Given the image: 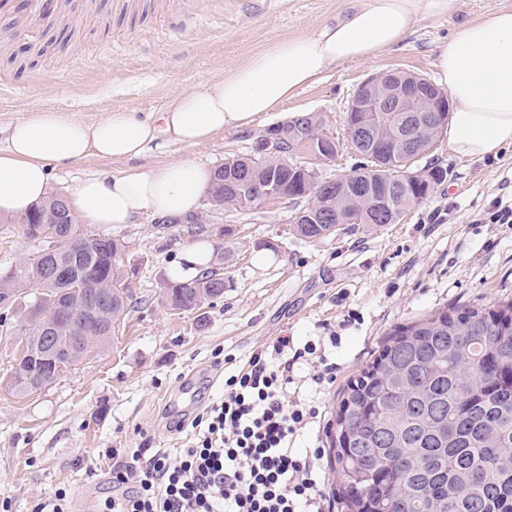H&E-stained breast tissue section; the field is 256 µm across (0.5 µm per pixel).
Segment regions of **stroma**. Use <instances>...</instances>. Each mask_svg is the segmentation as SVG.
<instances>
[{
	"label": "stroma",
	"mask_w": 512,
	"mask_h": 512,
	"mask_svg": "<svg viewBox=\"0 0 512 512\" xmlns=\"http://www.w3.org/2000/svg\"><path fill=\"white\" fill-rule=\"evenodd\" d=\"M356 0H63L53 19L14 0L0 15V148L28 110L54 108L91 121L123 109L164 111L173 94L222 77L271 43L317 31ZM512 0H455L439 17L423 18L405 42L374 62L331 68L250 126L227 130L193 147L171 145L133 160L90 157L51 170L52 192L72 196L79 180L156 169L190 159L209 168L249 153L266 129L291 117L318 115L336 139L333 161L318 180L348 174L359 155L346 140L345 113L357 87L389 71L436 80L438 46L460 24L479 20ZM439 164L447 180L395 224L340 226L323 239L293 230L306 199H283L249 212L207 215L205 234L188 225L157 224L144 212L112 230L125 244L132 296L109 346L91 351L46 389L14 397L4 384L21 352L16 330L0 332V507L32 512L55 492H90L91 512H107L112 465L139 449L177 458L191 422L224 389V376L279 336H334L326 352L336 380L324 389L302 366L288 393L313 400L320 415L297 439L319 449L327 512H340L329 434L338 396L394 327L444 306L512 297V226L475 224V211L497 197L512 199V145L480 159L456 155L446 136L415 162ZM233 235L218 237L216 228ZM208 241L212 264L224 271V296L191 312L161 301L171 268L186 249Z\"/></svg>",
	"instance_id": "obj_1"
}]
</instances>
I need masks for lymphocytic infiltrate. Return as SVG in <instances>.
Instances as JSON below:
<instances>
[{
    "label": "lymphocytic infiltrate",
    "mask_w": 512,
    "mask_h": 512,
    "mask_svg": "<svg viewBox=\"0 0 512 512\" xmlns=\"http://www.w3.org/2000/svg\"><path fill=\"white\" fill-rule=\"evenodd\" d=\"M314 363L313 383L335 380L318 336H280L253 352L195 417L178 462L136 451L113 466L108 512H322L320 474L296 445L318 410L288 396L298 366Z\"/></svg>",
    "instance_id": "f902f5d3"
}]
</instances>
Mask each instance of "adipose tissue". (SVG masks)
Instances as JSON below:
<instances>
[{"label":"adipose tissue","instance_id":"obj_1","mask_svg":"<svg viewBox=\"0 0 512 512\" xmlns=\"http://www.w3.org/2000/svg\"><path fill=\"white\" fill-rule=\"evenodd\" d=\"M454 0H361L339 21L272 43L205 87L180 92L164 112L146 118L123 110L83 122L69 113L30 110L0 149V214L20 215L49 193V170L91 156L141 157L158 140L195 146L247 126L338 64L378 60L403 42L425 16L441 17ZM440 83L452 100L445 133L458 155L482 158L512 145V11L459 26L435 57ZM212 169L189 160L81 181L72 207L87 223L109 230L146 211L195 212Z\"/></svg>","mask_w":512,"mask_h":512}]
</instances>
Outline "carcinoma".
Here are the masks:
<instances>
[{
    "instance_id": "cac0c4a2",
    "label": "carcinoma",
    "mask_w": 512,
    "mask_h": 512,
    "mask_svg": "<svg viewBox=\"0 0 512 512\" xmlns=\"http://www.w3.org/2000/svg\"><path fill=\"white\" fill-rule=\"evenodd\" d=\"M283 135L279 150L264 157L225 159L214 174L213 197L224 209L251 211L257 197L236 200L224 192V178L234 175L257 185L273 179L284 197L305 193L302 175L286 166L304 138L317 139L310 119L290 120L268 129ZM354 133L352 149L362 156L378 153L392 163L391 149ZM448 177L435 164L424 175L403 180L379 175L366 165L320 188L317 209L294 225L306 239H320L342 224H384L375 201L389 203L396 220L426 201ZM37 243L12 265L25 294L16 302L0 301V327L24 328L21 301L39 303L47 318L57 315L59 294L71 305L85 295L76 277L112 283V322L120 320L130 299V276L121 265L124 243L77 224L61 225L60 237L84 243L76 251L57 245L56 261L72 268L55 278L37 248L50 242L35 237L41 219L30 213L5 218ZM224 297V273L205 271L187 282L166 280L162 302L173 311H193ZM329 457L339 476L336 496L344 512H512V299L494 305L468 303L443 307L422 319L396 327L339 395L330 433Z\"/></svg>"
}]
</instances>
